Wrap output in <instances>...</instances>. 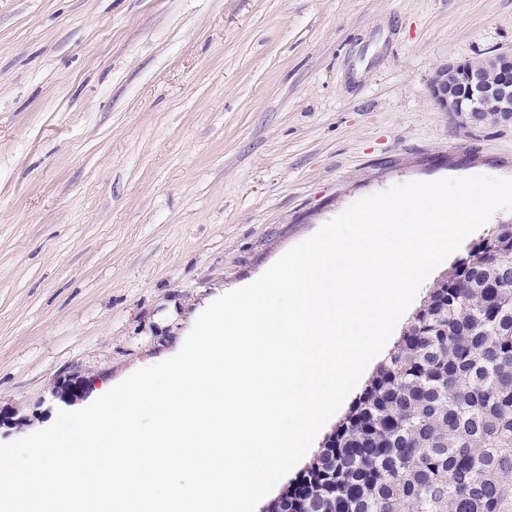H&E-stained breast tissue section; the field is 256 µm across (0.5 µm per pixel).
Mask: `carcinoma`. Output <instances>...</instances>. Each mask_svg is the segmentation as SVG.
Returning a JSON list of instances; mask_svg holds the SVG:
<instances>
[{
  "instance_id": "carcinoma-1",
  "label": "carcinoma",
  "mask_w": 512,
  "mask_h": 512,
  "mask_svg": "<svg viewBox=\"0 0 512 512\" xmlns=\"http://www.w3.org/2000/svg\"><path fill=\"white\" fill-rule=\"evenodd\" d=\"M267 512H512V223L436 280Z\"/></svg>"
}]
</instances>
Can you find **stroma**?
<instances>
[{
    "label": "stroma",
    "instance_id": "stroma-1",
    "mask_svg": "<svg viewBox=\"0 0 512 512\" xmlns=\"http://www.w3.org/2000/svg\"><path fill=\"white\" fill-rule=\"evenodd\" d=\"M491 51L512 0H0V444L174 356L356 200L512 178V127L429 91Z\"/></svg>",
    "mask_w": 512,
    "mask_h": 512
}]
</instances>
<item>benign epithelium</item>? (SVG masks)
<instances>
[{"label":"benign epithelium","mask_w":512,"mask_h":512,"mask_svg":"<svg viewBox=\"0 0 512 512\" xmlns=\"http://www.w3.org/2000/svg\"><path fill=\"white\" fill-rule=\"evenodd\" d=\"M434 101L472 122L512 127V52H492L483 65L439 66L430 84Z\"/></svg>","instance_id":"7a95c632"}]
</instances>
